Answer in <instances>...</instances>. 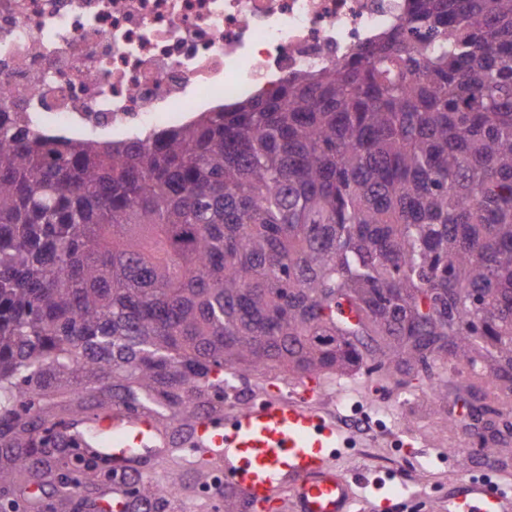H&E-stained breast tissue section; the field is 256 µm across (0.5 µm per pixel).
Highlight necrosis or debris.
I'll list each match as a JSON object with an SVG mask.
<instances>
[{"label":"necrosis or debris","instance_id":"4bbe7bcc","mask_svg":"<svg viewBox=\"0 0 512 512\" xmlns=\"http://www.w3.org/2000/svg\"><path fill=\"white\" fill-rule=\"evenodd\" d=\"M405 0H0V113L122 142L271 94L397 25Z\"/></svg>","mask_w":512,"mask_h":512}]
</instances>
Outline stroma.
<instances>
[{
    "label": "stroma",
    "instance_id": "stroma-1",
    "mask_svg": "<svg viewBox=\"0 0 512 512\" xmlns=\"http://www.w3.org/2000/svg\"><path fill=\"white\" fill-rule=\"evenodd\" d=\"M357 387L346 394L329 389L320 404L344 419L352 446L339 449L336 464L358 486L365 512H407V497L417 498L420 512H448L454 479L485 472L512 481V432L498 434L491 457L477 455L478 437L486 431L453 427V420H470L468 397L496 409L498 420L512 422V397L501 394L491 379H477L471 392H440L408 383L398 375L388 380L358 375ZM376 413L385 421L368 430L350 423V416ZM149 481L141 495L152 497L155 483H176L184 492L161 502L157 512H252L242 496L231 503L218 498L213 475L202 476L183 467L148 460Z\"/></svg>",
    "mask_w": 512,
    "mask_h": 512
}]
</instances>
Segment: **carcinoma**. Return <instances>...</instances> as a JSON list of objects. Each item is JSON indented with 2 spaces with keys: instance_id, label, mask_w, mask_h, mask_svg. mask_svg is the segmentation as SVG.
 <instances>
[{
  "instance_id": "obj_1",
  "label": "carcinoma",
  "mask_w": 512,
  "mask_h": 512,
  "mask_svg": "<svg viewBox=\"0 0 512 512\" xmlns=\"http://www.w3.org/2000/svg\"><path fill=\"white\" fill-rule=\"evenodd\" d=\"M448 358L512 392V0H406L339 66L146 138L0 120L1 493L71 501L37 434L103 395L185 448L229 375Z\"/></svg>"
}]
</instances>
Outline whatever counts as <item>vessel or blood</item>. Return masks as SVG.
<instances>
[{
  "mask_svg": "<svg viewBox=\"0 0 512 512\" xmlns=\"http://www.w3.org/2000/svg\"><path fill=\"white\" fill-rule=\"evenodd\" d=\"M259 404L225 412L196 427L191 467L212 462L225 484L253 503L288 507L290 512H360L356 486L336 466L344 442L339 420L319 401L325 383L311 380L301 390L269 383ZM60 445L77 446L111 459V496H123L130 472L144 459L170 451L168 436L150 418L123 407L66 419L55 429ZM448 512H512V487L487 478L456 480Z\"/></svg>",
  "mask_w": 512,
  "mask_h": 512,
  "instance_id": "1",
  "label": "vessel or blood"
}]
</instances>
